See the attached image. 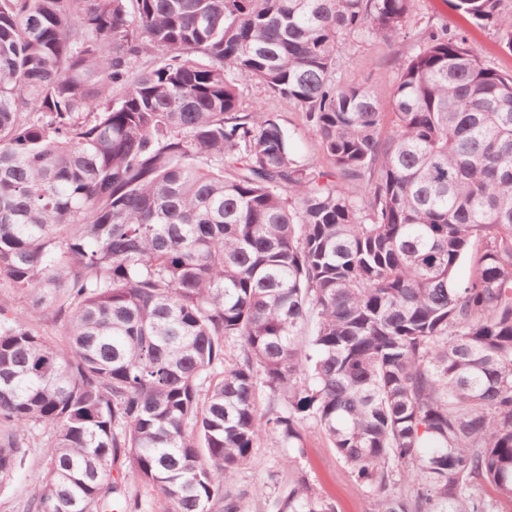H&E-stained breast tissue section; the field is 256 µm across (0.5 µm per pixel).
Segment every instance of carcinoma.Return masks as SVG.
I'll return each mask as SVG.
<instances>
[{"label":"carcinoma","mask_w":512,"mask_h":512,"mask_svg":"<svg viewBox=\"0 0 512 512\" xmlns=\"http://www.w3.org/2000/svg\"><path fill=\"white\" fill-rule=\"evenodd\" d=\"M416 2L0 0V281L32 307L0 302V478L47 438L27 512H143L125 465L168 512H238L257 441L300 451L307 421L375 512L512 505V75ZM500 2L455 8L512 52ZM400 39L385 112L342 45ZM273 508L336 512L303 479ZM256 102H261L264 112L275 117L289 132L293 150L297 155L307 158L319 153L315 130L302 112L281 100L268 97L260 88L249 87L245 90L243 105L248 106Z\"/></svg>","instance_id":"1"}]
</instances>
